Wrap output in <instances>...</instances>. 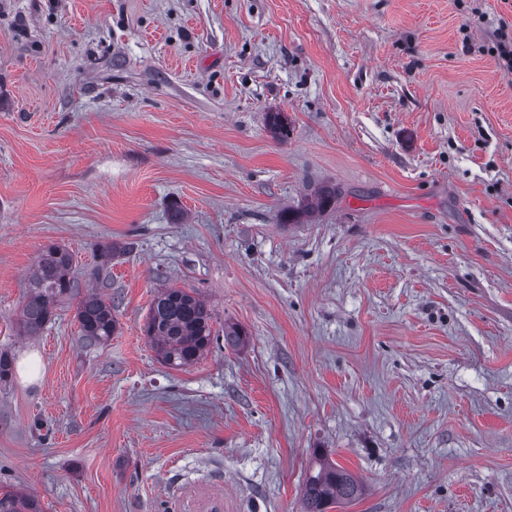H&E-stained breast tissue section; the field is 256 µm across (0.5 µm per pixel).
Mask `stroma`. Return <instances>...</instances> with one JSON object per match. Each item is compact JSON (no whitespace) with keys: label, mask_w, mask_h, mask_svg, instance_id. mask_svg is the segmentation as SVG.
<instances>
[{"label":"stroma","mask_w":512,"mask_h":512,"mask_svg":"<svg viewBox=\"0 0 512 512\" xmlns=\"http://www.w3.org/2000/svg\"><path fill=\"white\" fill-rule=\"evenodd\" d=\"M502 23L512 0H0V352L42 365L0 381V487L43 512H302L320 449L361 486L328 512H512ZM52 245L78 293L29 336ZM171 287L245 346L162 363ZM76 315L80 332L89 343L107 341L116 329L112 302H107L97 293H88L80 300Z\"/></svg>","instance_id":"1"}]
</instances>
